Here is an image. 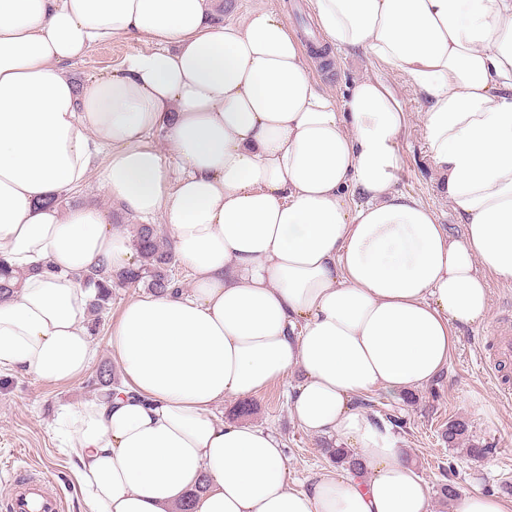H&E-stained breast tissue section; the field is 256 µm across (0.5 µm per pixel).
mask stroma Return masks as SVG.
<instances>
[{
    "mask_svg": "<svg viewBox=\"0 0 512 512\" xmlns=\"http://www.w3.org/2000/svg\"><path fill=\"white\" fill-rule=\"evenodd\" d=\"M149 47L144 39L118 38L93 47L71 72L83 83L111 73L127 56ZM313 74L328 93L338 97L357 78L383 76L408 116L398 142L403 166L396 187L422 199L451 234H460L462 228L448 206L443 184L426 157L419 118L423 101L409 84L360 53L334 55L331 66H317ZM488 285V318L460 337L446 371L405 398L392 399L376 392L369 396L372 406L368 415L381 422L390 415L399 418L401 425L395 433L405 455L434 492L433 512H451L449 502L437 493L443 483L496 496L512 507V401L499 399L497 383L482 361L487 336L495 333L500 321L512 317V284L492 278ZM139 294L136 288L113 289L100 330L92 336L95 365L117 366L110 334L124 305ZM89 380L85 374L55 383L14 367L0 368V495L7 493L11 478L34 473L60 492L65 512H86L75 458L53 433L51 424L61 407L97 397ZM285 388V383L276 382L251 397L253 411L246 420L281 436L288 485L301 489L332 463L321 451V439L306 434L290 419ZM456 418L467 423L472 443L486 447L484 458H471L464 449L448 447L444 442L442 434L449 420Z\"/></svg>",
    "mask_w": 512,
    "mask_h": 512,
    "instance_id": "stroma-1",
    "label": "stroma"
}]
</instances>
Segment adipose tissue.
<instances>
[{"mask_svg": "<svg viewBox=\"0 0 512 512\" xmlns=\"http://www.w3.org/2000/svg\"><path fill=\"white\" fill-rule=\"evenodd\" d=\"M331 52L363 53L425 102L427 154L463 226L451 236L396 190L407 123L383 81L326 93L277 6L218 20L214 0H0V367L50 382L96 356L86 277L137 266L128 233L58 195L97 181L124 212L160 218L189 289L128 301L110 342L122 381L65 408L87 512H432L391 428L359 399L435 380L512 283V0H309ZM151 49L78 84L96 44ZM163 131L165 147L151 140ZM295 371L306 433L359 470L288 486L273 431L227 421Z\"/></svg>", "mask_w": 512, "mask_h": 512, "instance_id": "adipose-tissue-1", "label": "adipose tissue"}]
</instances>
